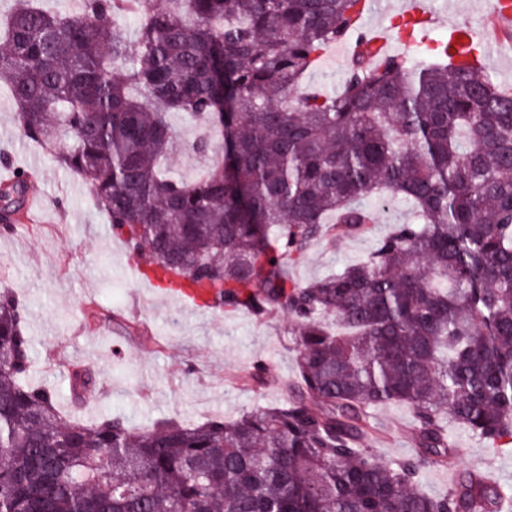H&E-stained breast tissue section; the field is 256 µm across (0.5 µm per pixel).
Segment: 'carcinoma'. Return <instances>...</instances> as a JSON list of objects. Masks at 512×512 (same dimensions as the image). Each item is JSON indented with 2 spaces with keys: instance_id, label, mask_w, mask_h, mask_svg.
<instances>
[{
  "instance_id": "1",
  "label": "carcinoma",
  "mask_w": 512,
  "mask_h": 512,
  "mask_svg": "<svg viewBox=\"0 0 512 512\" xmlns=\"http://www.w3.org/2000/svg\"><path fill=\"white\" fill-rule=\"evenodd\" d=\"M371 0H82L80 12L15 0L0 26V82L23 135L82 178L129 251L211 291L208 305L294 324L287 401L226 420L137 428L81 419L27 382L18 298L0 293V512H506L508 493L467 470L442 495L449 422L512 447V86L462 65L448 40L428 61L376 67L363 50L338 93L298 91ZM136 18L129 41L115 17ZM215 163L169 175L170 115ZM28 179L0 184L3 231ZM399 224L357 263L288 276L316 241L371 231V198ZM407 406L415 455L368 448L374 411ZM448 469L435 467L424 468L421 473L422 486L432 493H445L451 487L455 478V472L448 471Z\"/></svg>"
}]
</instances>
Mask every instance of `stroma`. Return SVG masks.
Returning a JSON list of instances; mask_svg holds the SVG:
<instances>
[{"instance_id": "stroma-1", "label": "stroma", "mask_w": 512, "mask_h": 512, "mask_svg": "<svg viewBox=\"0 0 512 512\" xmlns=\"http://www.w3.org/2000/svg\"><path fill=\"white\" fill-rule=\"evenodd\" d=\"M441 7L431 40L446 37L449 22L463 19L494 36L490 0H443ZM349 62L337 46H329L307 72L304 86L340 90ZM31 168L39 175L41 208L29 211L14 231H0V291L14 292L24 307L33 383L65 399L73 367H89L96 386L85 417L121 413L136 426L164 418L190 424L215 415L233 418L284 400V386L296 374L292 323L278 314L259 321L246 312L230 316L196 309L134 275L139 258L115 241L88 186L21 136L15 104L0 87V181ZM408 217V207L393 202L379 213L374 235L333 248L315 243L288 272L303 283L358 262L377 238ZM258 362L268 369L267 385L244 384L243 376ZM375 421L381 437L372 449L378 458L413 455L407 407L380 406ZM448 435L456 469L424 468L426 490L445 493L456 470L471 468L488 472L512 493V450L492 448L456 423L449 424Z\"/></svg>"}]
</instances>
